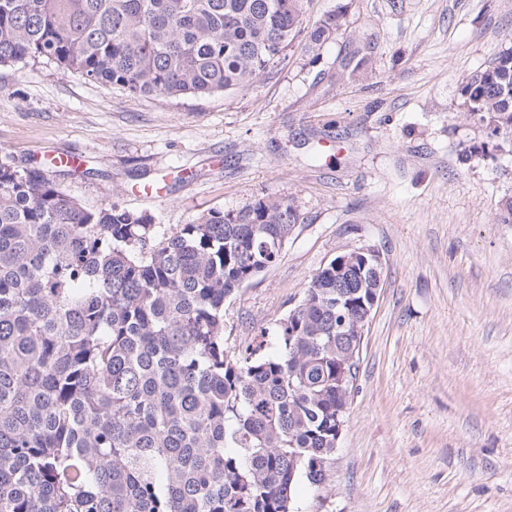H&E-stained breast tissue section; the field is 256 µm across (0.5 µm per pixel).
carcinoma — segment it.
<instances>
[{
	"label": "carcinoma",
	"instance_id": "1",
	"mask_svg": "<svg viewBox=\"0 0 512 512\" xmlns=\"http://www.w3.org/2000/svg\"><path fill=\"white\" fill-rule=\"evenodd\" d=\"M307 0H0V67L45 59L132 94L209 96L268 75ZM495 148L512 140V47L462 87ZM294 201L209 210L157 237L153 215L88 209L0 156V512H294L320 489L382 265L336 259L260 341L224 349V301L275 265Z\"/></svg>",
	"mask_w": 512,
	"mask_h": 512
}]
</instances>
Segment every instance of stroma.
<instances>
[{
  "instance_id": "1",
  "label": "stroma",
  "mask_w": 512,
  "mask_h": 512,
  "mask_svg": "<svg viewBox=\"0 0 512 512\" xmlns=\"http://www.w3.org/2000/svg\"><path fill=\"white\" fill-rule=\"evenodd\" d=\"M346 26L205 97L135 96L43 60L0 67V153L167 233L294 199L305 221L278 262L224 302L230 353L332 258L377 251L383 288L330 479L298 480L295 512H512V224L498 220L512 152L461 159L485 137L461 88L512 45V0H354ZM356 42L364 69L337 75Z\"/></svg>"
}]
</instances>
